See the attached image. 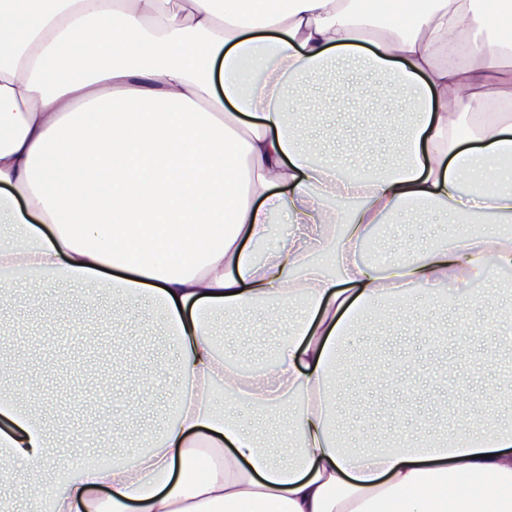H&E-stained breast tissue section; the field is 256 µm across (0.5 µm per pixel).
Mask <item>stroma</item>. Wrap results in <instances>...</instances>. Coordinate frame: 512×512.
<instances>
[{"label": "stroma", "mask_w": 512, "mask_h": 512, "mask_svg": "<svg viewBox=\"0 0 512 512\" xmlns=\"http://www.w3.org/2000/svg\"><path fill=\"white\" fill-rule=\"evenodd\" d=\"M361 102L357 96L305 115L312 147L342 161L355 156L375 166L395 161L403 144L405 125L371 131L362 148L348 137ZM112 296L102 293L95 308H87L80 291L35 288L17 291L0 305V338L26 374L13 387L24 401L37 399L47 407V420L67 436L63 447L43 461L41 477L53 487L61 468L95 460L96 447L113 433L137 437L161 426L162 407L176 384L169 371L177 352L164 332L161 310L143 300L125 304V326H112ZM485 306H445L415 303L409 314L392 310L384 318L352 330L343 342L356 360L343 372L339 411L341 421L356 435L383 439L393 430L420 435L427 412L485 413L481 393L499 379V366L512 357V347L501 339L512 327V315L502 314L487 323ZM277 330L263 317L244 319L235 335L226 337L228 348L242 358H254L277 340ZM130 353L138 372L151 381L150 403L131 419L100 422V412L113 398L134 395L135 381L117 368L115 355ZM478 362V371L449 377L441 372L451 359ZM379 360L394 370L371 379L368 363ZM106 377V388L90 394L88 366Z\"/></svg>", "instance_id": "35a3bbf8"}]
</instances>
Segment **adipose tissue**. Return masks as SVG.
<instances>
[{
  "mask_svg": "<svg viewBox=\"0 0 512 512\" xmlns=\"http://www.w3.org/2000/svg\"><path fill=\"white\" fill-rule=\"evenodd\" d=\"M0 0V292L29 280L143 298L177 346L164 430L131 457L65 474L49 512H512V423L407 448L350 443L336 361L364 317L415 291L512 268V0ZM469 38L467 63L448 44ZM355 63L414 122L373 174L308 148L295 87ZM342 205L337 222L333 204ZM446 206L459 225L419 254L363 261L387 217ZM286 217L290 231L273 240ZM292 311L271 368L240 371L217 318ZM276 412L269 446L216 412V384ZM54 442L0 387V473L36 474ZM211 448L223 454L204 475ZM480 479L477 493L461 488Z\"/></svg>",
  "mask_w": 512,
  "mask_h": 512,
  "instance_id": "adipose-tissue-1",
  "label": "adipose tissue"
}]
</instances>
